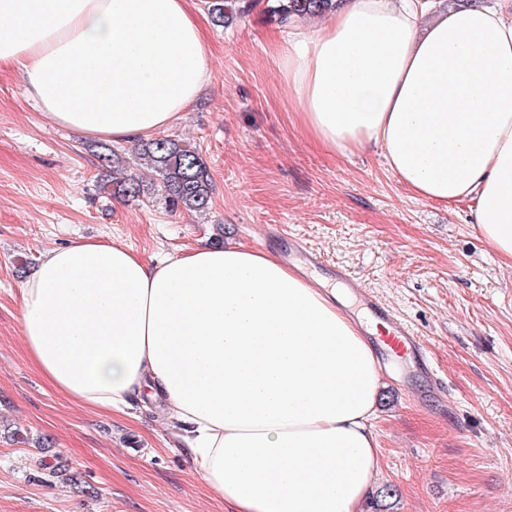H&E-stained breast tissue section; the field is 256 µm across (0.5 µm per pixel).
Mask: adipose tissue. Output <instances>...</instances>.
I'll list each match as a JSON object with an SVG mask.
<instances>
[{
	"mask_svg": "<svg viewBox=\"0 0 512 512\" xmlns=\"http://www.w3.org/2000/svg\"><path fill=\"white\" fill-rule=\"evenodd\" d=\"M279 59L309 138L343 155L379 145L415 194L473 202L512 267V17L342 0L294 20ZM210 64L188 0H0V67L81 134L135 143L172 125ZM20 308L56 391L110 414L155 406L227 512H360L382 376L326 282L240 246L147 262L89 240L46 249Z\"/></svg>",
	"mask_w": 512,
	"mask_h": 512,
	"instance_id": "obj_1",
	"label": "adipose tissue"
}]
</instances>
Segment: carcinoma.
<instances>
[{
	"label": "carcinoma",
	"instance_id": "carcinoma-1",
	"mask_svg": "<svg viewBox=\"0 0 512 512\" xmlns=\"http://www.w3.org/2000/svg\"><path fill=\"white\" fill-rule=\"evenodd\" d=\"M214 23L222 26L231 18H244L256 7L255 0H208ZM336 8V0H273L267 5L270 17L286 24L296 17L324 15ZM140 155L159 177L157 195L173 211L203 213L210 207L214 184L209 168L196 148L168 137L139 144ZM102 190L114 198L138 201L150 195L143 178L125 168L112 170V179Z\"/></svg>",
	"mask_w": 512,
	"mask_h": 512
}]
</instances>
